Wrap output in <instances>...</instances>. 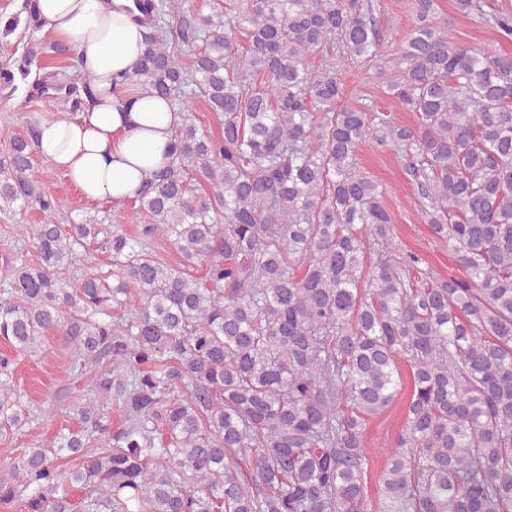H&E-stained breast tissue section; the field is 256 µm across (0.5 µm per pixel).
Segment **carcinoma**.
Instances as JSON below:
<instances>
[{"label": "carcinoma", "mask_w": 512, "mask_h": 512, "mask_svg": "<svg viewBox=\"0 0 512 512\" xmlns=\"http://www.w3.org/2000/svg\"><path fill=\"white\" fill-rule=\"evenodd\" d=\"M380 7L142 0L145 48L121 83L183 122L133 202V236L57 224L58 198L27 175L36 127L14 143L0 210L33 204L44 221L38 262L0 255V436L29 424L13 355L46 332L88 384L67 406L78 428L0 468V512H75L76 487L83 512H367L364 429L399 393L400 359L411 390L379 512H512V56L450 41L438 0H408L412 27L381 65ZM456 9L512 39V8ZM18 13L29 47L0 66V93L50 54L62 71L32 89L77 111L92 79L67 77L74 52L40 39L33 0ZM335 48L376 69L414 122L351 98L335 54L311 66ZM195 99L222 136L197 125ZM370 144L403 159L420 220L463 277L397 247L360 162ZM160 236L173 265L149 249ZM89 245L111 269L70 287L59 274Z\"/></svg>", "instance_id": "cac0c4a2"}]
</instances>
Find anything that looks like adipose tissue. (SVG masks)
Listing matches in <instances>:
<instances>
[{
  "label": "adipose tissue",
  "mask_w": 512,
  "mask_h": 512,
  "mask_svg": "<svg viewBox=\"0 0 512 512\" xmlns=\"http://www.w3.org/2000/svg\"><path fill=\"white\" fill-rule=\"evenodd\" d=\"M125 0H35L43 30L77 54L94 99L74 117L39 125L37 153L88 201L123 204L169 160L181 113L145 87L116 84L144 49V27Z\"/></svg>",
  "instance_id": "ef3b65f1"
}]
</instances>
